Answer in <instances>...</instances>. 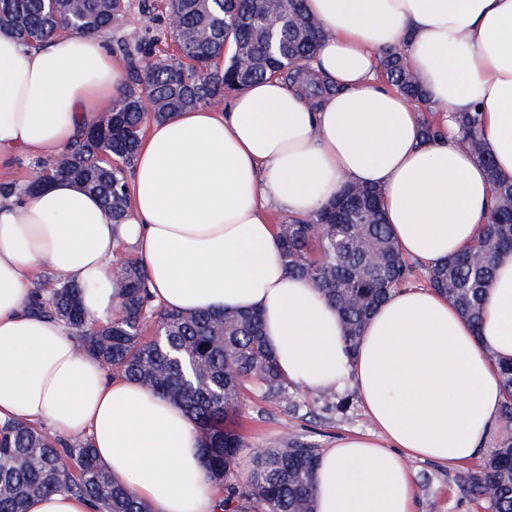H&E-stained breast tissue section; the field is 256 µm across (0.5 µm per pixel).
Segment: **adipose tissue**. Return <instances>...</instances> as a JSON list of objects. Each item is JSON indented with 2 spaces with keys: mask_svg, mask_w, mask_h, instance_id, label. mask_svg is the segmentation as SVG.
I'll use <instances>...</instances> for the list:
<instances>
[{
  "mask_svg": "<svg viewBox=\"0 0 512 512\" xmlns=\"http://www.w3.org/2000/svg\"><path fill=\"white\" fill-rule=\"evenodd\" d=\"M326 32L311 75L318 104L271 77L229 111L199 107L151 123L115 224L77 183L52 181L0 200V419L88 436L101 463L151 512H220L201 439L178 405L112 376L79 352L72 329L30 309L42 271L84 286L88 319L117 310L112 267L130 245L156 305L255 310L289 384L355 387L374 432L339 437L314 473V512H414L406 459L448 465L488 450L504 402L497 366L512 361V251L495 259L480 329L428 287L397 290L356 349L335 307L291 275L270 212L306 218L347 184L372 186L402 254L424 268L477 237L493 205L486 170L454 134L482 115L498 176L512 182V0H305ZM403 50L422 104L375 79ZM121 72L103 36L69 34L31 49L0 31V157L59 154L110 111ZM444 113L426 139L420 108Z\"/></svg>",
  "mask_w": 512,
  "mask_h": 512,
  "instance_id": "1",
  "label": "adipose tissue"
}]
</instances>
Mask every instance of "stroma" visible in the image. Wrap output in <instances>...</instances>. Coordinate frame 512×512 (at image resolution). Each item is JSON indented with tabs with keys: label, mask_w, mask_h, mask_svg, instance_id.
Listing matches in <instances>:
<instances>
[{
	"label": "stroma",
	"mask_w": 512,
	"mask_h": 512,
	"mask_svg": "<svg viewBox=\"0 0 512 512\" xmlns=\"http://www.w3.org/2000/svg\"><path fill=\"white\" fill-rule=\"evenodd\" d=\"M165 4L166 0H128L126 12L107 33L108 48L122 66L123 88L135 85L133 65L122 50L123 44L147 41L149 54L157 59L175 54L176 45L165 22ZM297 397L299 412L287 414L277 402L263 398L256 387H248L238 426L243 438L235 467L238 480L249 475L254 449L288 440L323 451L341 436L372 428L354 387L328 395L301 390ZM408 466L416 477L417 512H486L482 502L464 492L479 461L451 468L412 459Z\"/></svg>",
	"instance_id": "stroma-1"
}]
</instances>
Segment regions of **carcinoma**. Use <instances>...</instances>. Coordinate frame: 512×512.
Here are the masks:
<instances>
[{"mask_svg":"<svg viewBox=\"0 0 512 512\" xmlns=\"http://www.w3.org/2000/svg\"><path fill=\"white\" fill-rule=\"evenodd\" d=\"M126 0H0V31L39 47L61 33L98 34L112 29ZM169 29L179 54L161 61L147 76L136 73L142 91H124L112 112L83 128L67 150L38 161L23 185L0 183V198H18L44 180H72L97 196L117 224L127 216L129 183L141 134L148 121H161L188 108L212 106L224 96L270 76L294 84L325 32L304 9L303 0H168ZM231 42L224 67L213 60ZM380 64L388 81L411 101L423 98L421 84L403 52H387ZM317 103L329 87L315 78L300 83ZM154 111H142V96ZM460 140L488 171L496 206L476 240L429 271V285L448 298L477 328L482 322L495 256L512 250V183L499 179L484 148L479 113L456 117ZM279 238L290 273L319 288L340 311L350 349L362 325L388 295L406 282L414 267L400 253L376 188L348 185L307 219L280 225ZM319 255L308 256L311 243ZM377 251L382 261L369 262ZM118 286L119 315L92 323L80 304L82 288L61 275L39 281L31 310L65 320L79 351L112 373L179 404L201 436V456L224 492L221 512H314L313 477L318 449L281 443L254 456L247 481L231 479L241 436L232 427L242 412V386L254 383L285 412L299 402L280 375L254 312L234 314L167 310L154 306L141 263H127L112 276ZM153 319L155 337L142 336ZM504 392L502 419L512 421V364L499 368ZM467 492L489 512H512V431L467 481ZM53 493L88 500L94 512H150L97 459L89 440L53 439L15 418L0 420V512H27L29 500Z\"/></svg>","mask_w":512,"mask_h":512,"instance_id":"cac0c4a2","label":"carcinoma"}]
</instances>
